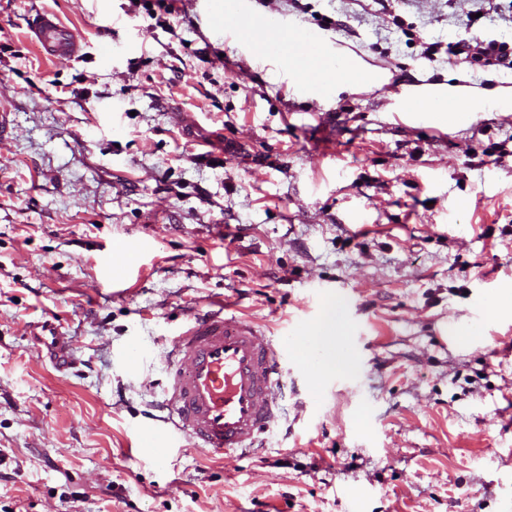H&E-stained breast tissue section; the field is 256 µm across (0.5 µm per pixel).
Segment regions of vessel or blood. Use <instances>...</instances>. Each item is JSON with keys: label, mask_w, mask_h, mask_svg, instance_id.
Wrapping results in <instances>:
<instances>
[{"label": "vessel or blood", "mask_w": 512, "mask_h": 512, "mask_svg": "<svg viewBox=\"0 0 512 512\" xmlns=\"http://www.w3.org/2000/svg\"><path fill=\"white\" fill-rule=\"evenodd\" d=\"M283 27L304 47L294 66L302 72V88L309 96L329 95L322 70L330 60L335 61L342 80L368 83L375 79L374 70L349 63L340 50L330 49L299 26H285L272 16L259 24L263 31ZM31 31L48 59L73 58L81 50L74 30L52 12H38ZM463 106L456 96L445 102L413 95L401 98L402 111L421 123L436 120L441 112L447 113L452 123L462 117L474 120V113L464 112ZM293 350L307 351L304 368L314 372L320 354L309 348L308 336L299 325H290L275 341L251 322L220 311L195 317L181 332L177 347L165 357L169 371L165 407L176 417V427L189 445L215 458L252 447L257 435L276 418L280 360Z\"/></svg>", "instance_id": "obj_1"}]
</instances>
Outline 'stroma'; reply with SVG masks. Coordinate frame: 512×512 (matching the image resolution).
I'll list each match as a JSON object with an SVG mask.
<instances>
[{"instance_id": "stroma-1", "label": "stroma", "mask_w": 512, "mask_h": 512, "mask_svg": "<svg viewBox=\"0 0 512 512\" xmlns=\"http://www.w3.org/2000/svg\"><path fill=\"white\" fill-rule=\"evenodd\" d=\"M218 2L0 0V512H512V112L426 127L395 94L512 95L511 72L424 55L512 23H468L473 0ZM43 9L82 55L27 38ZM269 15L381 82L313 100L251 30ZM217 301L274 339L309 324L334 362L314 381L284 356L259 449L221 462L173 429L155 459L137 433L162 424L164 356Z\"/></svg>"}]
</instances>
